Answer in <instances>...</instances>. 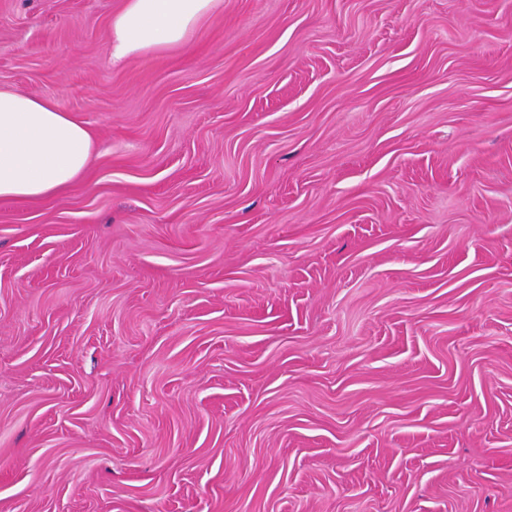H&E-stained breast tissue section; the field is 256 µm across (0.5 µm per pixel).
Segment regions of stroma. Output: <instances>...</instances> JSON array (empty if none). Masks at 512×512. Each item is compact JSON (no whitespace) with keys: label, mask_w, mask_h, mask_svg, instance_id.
I'll use <instances>...</instances> for the list:
<instances>
[{"label":"stroma","mask_w":512,"mask_h":512,"mask_svg":"<svg viewBox=\"0 0 512 512\" xmlns=\"http://www.w3.org/2000/svg\"><path fill=\"white\" fill-rule=\"evenodd\" d=\"M0 0L90 130L0 201V512H512V0ZM112 16L109 37L112 62L130 57L186 49L198 25L222 0H123Z\"/></svg>","instance_id":"stroma-1"}]
</instances>
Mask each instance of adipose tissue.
Instances as JSON below:
<instances>
[{"label": "adipose tissue", "instance_id": "1", "mask_svg": "<svg viewBox=\"0 0 512 512\" xmlns=\"http://www.w3.org/2000/svg\"><path fill=\"white\" fill-rule=\"evenodd\" d=\"M222 0H124L109 37L113 63L187 48ZM92 156L85 124L50 100L0 88V200L33 201L74 186Z\"/></svg>", "mask_w": 512, "mask_h": 512}]
</instances>
